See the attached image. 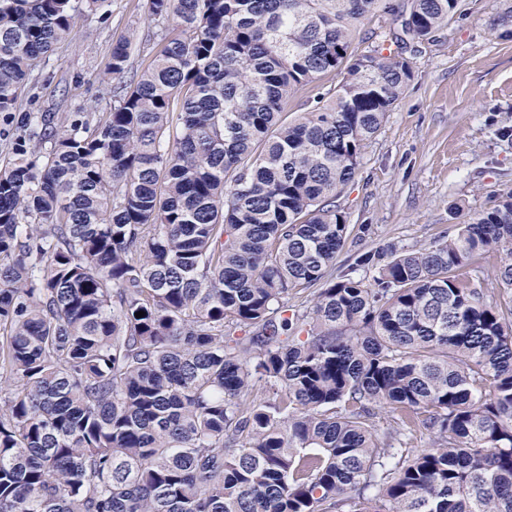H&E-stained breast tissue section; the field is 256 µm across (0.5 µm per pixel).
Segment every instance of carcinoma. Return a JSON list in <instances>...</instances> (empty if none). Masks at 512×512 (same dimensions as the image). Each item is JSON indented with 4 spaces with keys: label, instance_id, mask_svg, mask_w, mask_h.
Listing matches in <instances>:
<instances>
[{
    "label": "carcinoma",
    "instance_id": "1",
    "mask_svg": "<svg viewBox=\"0 0 512 512\" xmlns=\"http://www.w3.org/2000/svg\"><path fill=\"white\" fill-rule=\"evenodd\" d=\"M111 2L0 0V512H512V193L331 271L336 197L463 0H147L180 31L112 111L18 113ZM494 253L491 292L463 270ZM390 27L393 26L389 16H368L358 25L353 46L356 47L359 52L364 51L367 49V46L371 45L372 41H378V39H381V35L388 33ZM372 33H374L372 40L369 42L361 41V37L364 36V34H368L367 36H370ZM376 35L378 36L376 37Z\"/></svg>",
    "mask_w": 512,
    "mask_h": 512
}]
</instances>
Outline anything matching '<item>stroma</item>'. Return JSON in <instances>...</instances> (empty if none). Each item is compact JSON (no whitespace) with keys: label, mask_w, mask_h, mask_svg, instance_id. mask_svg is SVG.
I'll return each instance as SVG.
<instances>
[{"label":"stroma","mask_w":512,"mask_h":512,"mask_svg":"<svg viewBox=\"0 0 512 512\" xmlns=\"http://www.w3.org/2000/svg\"><path fill=\"white\" fill-rule=\"evenodd\" d=\"M466 13L413 58L415 80L369 142L356 179L338 202L350 224L344 267L358 251L393 244L418 247L449 228L448 207L480 211L512 193V0H465ZM164 24L146 0H112L108 19L81 14L68 40L36 68L20 102L24 111L63 118L78 105L110 111L111 85L100 83L113 41L130 38V70L159 50Z\"/></svg>","instance_id":"35a3bbf8"}]
</instances>
